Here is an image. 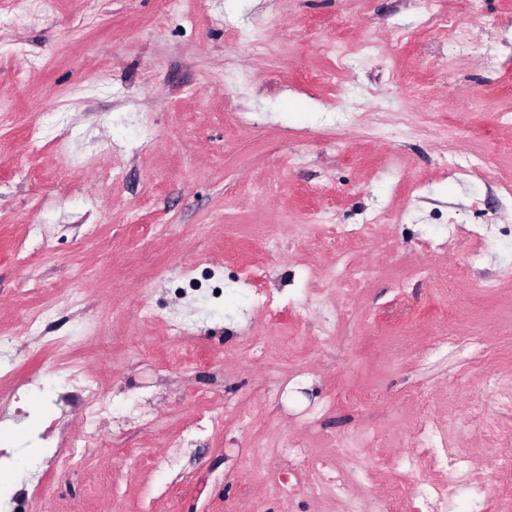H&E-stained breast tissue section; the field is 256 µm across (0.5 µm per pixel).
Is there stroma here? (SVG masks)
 Returning <instances> with one entry per match:
<instances>
[{
  "label": "stroma",
  "mask_w": 512,
  "mask_h": 512,
  "mask_svg": "<svg viewBox=\"0 0 512 512\" xmlns=\"http://www.w3.org/2000/svg\"><path fill=\"white\" fill-rule=\"evenodd\" d=\"M440 5L482 43L511 38L499 26L512 0ZM430 7L0 0V334L15 345L0 360V512H224L241 495L252 512H341L309 486L313 462L335 461L328 435L344 433L365 441L369 494H387L407 423L447 424L480 389L470 351L424 355L443 304L431 275L450 264L456 304L487 339L484 372L512 378L499 340L512 328V155L485 180L441 164L449 144L466 155L512 138L499 121L512 51L454 59ZM320 209L349 225L401 214L353 253L363 287L337 292L336 246L306 225ZM452 221L492 236L449 250ZM258 287L276 318L254 306ZM340 302L349 315L324 338ZM65 336L85 337L74 363L95 392L43 343ZM425 384L427 407L405 394ZM374 391L371 411L352 405ZM93 397L110 460L74 458L32 498L48 430L83 433ZM203 397L218 419L200 421ZM288 471L303 485L291 495L277 481Z\"/></svg>",
  "instance_id": "stroma-1"
}]
</instances>
